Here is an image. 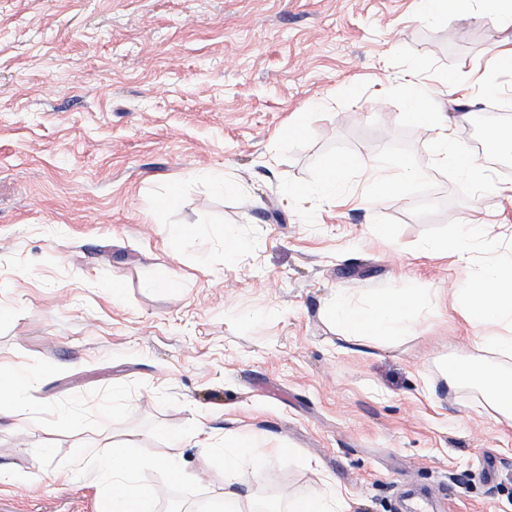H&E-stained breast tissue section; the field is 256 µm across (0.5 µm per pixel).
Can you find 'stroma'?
Instances as JSON below:
<instances>
[{"instance_id": "35a3bbf8", "label": "stroma", "mask_w": 512, "mask_h": 512, "mask_svg": "<svg viewBox=\"0 0 512 512\" xmlns=\"http://www.w3.org/2000/svg\"><path fill=\"white\" fill-rule=\"evenodd\" d=\"M420 0H0V368L27 364L38 421L0 417V512H96L78 449L133 442L196 471L206 439L250 432L293 453L248 491L306 496L317 463L348 512H512V425L451 361L507 367L479 350L454 289L466 273L425 241L490 224L474 264L512 258V165L478 155L485 185L439 161L435 133L403 119L401 76L428 63L429 109L461 147L508 105L512 26L485 0L440 23ZM493 72L500 93L482 94ZM458 86L442 92L439 79ZM356 86L357 97L343 94ZM300 127L283 139L289 127ZM346 155L336 200L288 199ZM424 171L377 198L369 170ZM237 183L218 195L209 171ZM177 197L161 207L166 195ZM186 224L201 238L176 241ZM248 238L228 256L224 236ZM176 281L174 292L154 289ZM122 290L113 301L111 287ZM434 288L414 333L357 343L324 315L333 294ZM117 403V420L57 432L60 411ZM200 424L178 448L161 435ZM159 512H195L220 473L181 483L146 471Z\"/></svg>"}]
</instances>
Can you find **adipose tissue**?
I'll return each instance as SVG.
<instances>
[{"mask_svg":"<svg viewBox=\"0 0 512 512\" xmlns=\"http://www.w3.org/2000/svg\"><path fill=\"white\" fill-rule=\"evenodd\" d=\"M428 94L424 85L410 81L405 119L421 122L435 130V151L441 162H452L461 178L482 182L485 173L454 141L448 121L427 111ZM354 165L348 156L329 160L315 185L295 184L287 193L292 197L316 194L335 197L342 189L344 174ZM461 310L475 329V343L481 350L512 359V262L491 261L475 276L462 279L455 289ZM430 299L425 288H381L374 291L367 303L359 304L346 296H336L326 309L329 320L342 327L348 338L362 341L372 336L399 338L410 335L412 310ZM494 332H486V325ZM449 384L467 380L477 384L493 409L505 420L512 421V370L476 365L464 361L450 362L446 370ZM37 378L36 369L17 365L0 371V415L14 418L19 428L33 423V409L27 394ZM287 445L267 448L265 440L253 433H229L218 443L203 447L198 471L219 469L224 473V494L212 502L213 512H258V503L246 494L250 473L248 464H260L266 456L287 455ZM79 459L91 464L89 477L101 499L98 512H152L156 497L144 483V471L164 466L169 475L183 479L184 470L176 458L159 460L149 449L124 442L114 445L106 454L83 448ZM316 491L307 497L287 502L288 512H346L347 503L329 477L317 479Z\"/></svg>","mask_w":512,"mask_h":512,"instance_id":"adipose-tissue-1","label":"adipose tissue"}]
</instances>
